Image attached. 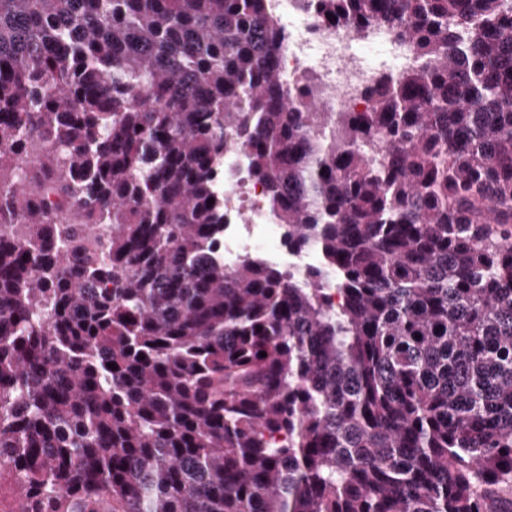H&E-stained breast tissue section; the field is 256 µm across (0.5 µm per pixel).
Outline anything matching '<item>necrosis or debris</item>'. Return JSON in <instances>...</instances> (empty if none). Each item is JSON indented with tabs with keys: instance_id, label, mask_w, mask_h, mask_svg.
<instances>
[{
	"instance_id": "necrosis-or-debris-1",
	"label": "necrosis or debris",
	"mask_w": 512,
	"mask_h": 512,
	"mask_svg": "<svg viewBox=\"0 0 512 512\" xmlns=\"http://www.w3.org/2000/svg\"><path fill=\"white\" fill-rule=\"evenodd\" d=\"M281 29L280 67L287 83L310 84L318 111L361 110L363 92L382 76H398L414 63L405 46L387 30L370 28L357 42L342 28L321 20L308 0H266ZM224 263L233 266L246 255L284 269H303L308 254L283 250L284 227L266 203L267 190L250 172L248 151L238 131L224 129Z\"/></svg>"
}]
</instances>
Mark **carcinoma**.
I'll use <instances>...</instances> for the list:
<instances>
[{
  "label": "carcinoma",
  "mask_w": 512,
  "mask_h": 512,
  "mask_svg": "<svg viewBox=\"0 0 512 512\" xmlns=\"http://www.w3.org/2000/svg\"><path fill=\"white\" fill-rule=\"evenodd\" d=\"M310 2L422 64L311 112L266 0H0V490L27 512L512 493V0ZM226 124L305 270L217 256Z\"/></svg>",
  "instance_id": "1"
}]
</instances>
